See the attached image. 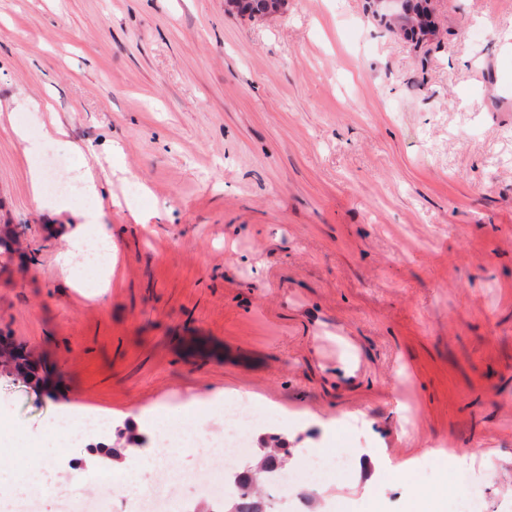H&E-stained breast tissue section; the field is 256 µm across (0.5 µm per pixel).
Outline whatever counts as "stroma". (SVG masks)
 <instances>
[{"mask_svg":"<svg viewBox=\"0 0 512 512\" xmlns=\"http://www.w3.org/2000/svg\"><path fill=\"white\" fill-rule=\"evenodd\" d=\"M430 6L417 48L368 0H0V227L36 251L0 258V334L61 370L0 379L10 424L55 453L63 415L248 398L290 466L348 449L347 512H405L448 454L512 512V0ZM54 120L65 168L16 135ZM83 161L98 196L33 193ZM69 223L112 234L102 295L59 271ZM420 21H422V28H419L416 26V36L415 39L420 40V44L415 42L414 38L410 36V31L414 28V26H409V24L406 22V24H403L402 26L394 22L392 20H387L384 25L386 29H388L391 32H400L403 34V36L407 40H411L415 42L416 46L423 45L425 43H428L435 39L438 33V26L436 21V16L431 11H424L419 18Z\"/></svg>","mask_w":512,"mask_h":512,"instance_id":"obj_1","label":"stroma"}]
</instances>
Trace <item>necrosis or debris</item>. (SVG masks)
<instances>
[{
	"instance_id": "necrosis-or-debris-1",
	"label": "necrosis or debris",
	"mask_w": 512,
	"mask_h": 512,
	"mask_svg": "<svg viewBox=\"0 0 512 512\" xmlns=\"http://www.w3.org/2000/svg\"><path fill=\"white\" fill-rule=\"evenodd\" d=\"M267 419L253 402L217 403L206 421L183 416L167 426L152 425L149 444L154 450L147 478L151 489L138 496L109 492L112 473H98L95 489L85 488L83 468L66 469L59 476L62 456L42 459L36 479L0 486V512H43V496L52 492L56 512H222L230 493L226 480L229 470L252 452L254 430ZM189 448L199 457L198 467L173 472L166 458L178 449ZM325 458H313L296 471L277 475L276 512H286L288 504L300 493L301 486L314 483L329 467Z\"/></svg>"
}]
</instances>
